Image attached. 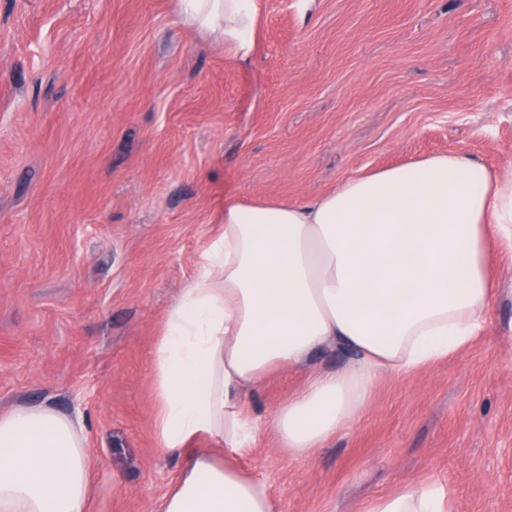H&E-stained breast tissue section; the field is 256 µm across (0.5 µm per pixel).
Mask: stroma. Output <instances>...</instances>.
Wrapping results in <instances>:
<instances>
[{
  "mask_svg": "<svg viewBox=\"0 0 512 512\" xmlns=\"http://www.w3.org/2000/svg\"><path fill=\"white\" fill-rule=\"evenodd\" d=\"M236 61L176 0H0V414L48 405L93 461L87 512H150L184 458L160 449L165 315L226 203H298L448 151L512 167V0H259ZM467 348L376 384L301 461L270 415L324 351L250 397L237 463L278 512H363L409 484L453 512H512V262Z\"/></svg>",
  "mask_w": 512,
  "mask_h": 512,
  "instance_id": "1",
  "label": "stroma"
}]
</instances>
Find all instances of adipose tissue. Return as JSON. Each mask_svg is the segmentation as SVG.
I'll list each match as a JSON object with an SVG mask.
<instances>
[{"instance_id": "ef3b65f1", "label": "adipose tissue", "mask_w": 512, "mask_h": 512, "mask_svg": "<svg viewBox=\"0 0 512 512\" xmlns=\"http://www.w3.org/2000/svg\"><path fill=\"white\" fill-rule=\"evenodd\" d=\"M179 8L185 24L251 58L257 0ZM498 258L512 259V172L458 152L352 176L311 202L225 204L223 230L155 351L160 443L186 456L157 512H277L235 462L258 438L248 398L262 379L327 347L353 355L268 422L293 458H308L357 420L384 375L432 365L479 336ZM201 435L223 440V459L193 447ZM89 471L69 416L48 406L0 416V512H87ZM450 509L443 488L408 485L366 512Z\"/></svg>"}]
</instances>
